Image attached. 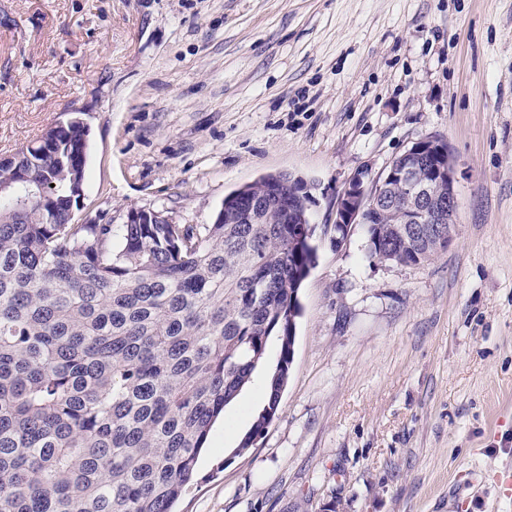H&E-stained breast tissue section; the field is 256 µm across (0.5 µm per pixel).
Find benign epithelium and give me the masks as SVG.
<instances>
[{
    "label": "benign epithelium",
    "instance_id": "obj_1",
    "mask_svg": "<svg viewBox=\"0 0 512 512\" xmlns=\"http://www.w3.org/2000/svg\"><path fill=\"white\" fill-rule=\"evenodd\" d=\"M446 153L441 139L427 136L414 141L376 177L366 172L354 175L336 197L335 223L348 225L367 223V217L379 212L389 213L396 207L393 190H408L398 215L402 230L411 224H446L448 233L440 235L435 245L452 244L455 236L454 216L457 209L456 163L448 156V164L439 169L437 178L425 181L419 175V159L426 152Z\"/></svg>",
    "mask_w": 512,
    "mask_h": 512
}]
</instances>
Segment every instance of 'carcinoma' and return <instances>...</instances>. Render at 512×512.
Instances as JSON below:
<instances>
[{"label":"carcinoma","instance_id":"1","mask_svg":"<svg viewBox=\"0 0 512 512\" xmlns=\"http://www.w3.org/2000/svg\"><path fill=\"white\" fill-rule=\"evenodd\" d=\"M80 121L0 164V512H173L215 422L266 367L245 450L275 416L293 362L315 233L288 174L224 198L211 224L79 223ZM365 225L366 253H440ZM280 344L267 362L271 339Z\"/></svg>","mask_w":512,"mask_h":512}]
</instances>
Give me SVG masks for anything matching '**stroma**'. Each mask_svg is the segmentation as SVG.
I'll use <instances>...</instances> for the list:
<instances>
[{
	"mask_svg": "<svg viewBox=\"0 0 512 512\" xmlns=\"http://www.w3.org/2000/svg\"><path fill=\"white\" fill-rule=\"evenodd\" d=\"M79 113V221L209 224L266 173L314 183L278 411L265 372L176 512H512V0H0V156ZM436 136L456 236L420 265L337 240V194Z\"/></svg>",
	"mask_w": 512,
	"mask_h": 512,
	"instance_id": "1",
	"label": "stroma"
}]
</instances>
